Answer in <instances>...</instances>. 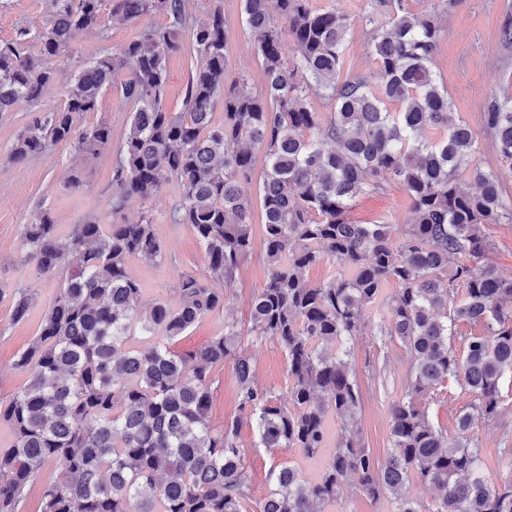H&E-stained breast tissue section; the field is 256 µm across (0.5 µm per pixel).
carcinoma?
Listing matches in <instances>:
<instances>
[{
    "label": "carcinoma",
    "mask_w": 512,
    "mask_h": 512,
    "mask_svg": "<svg viewBox=\"0 0 512 512\" xmlns=\"http://www.w3.org/2000/svg\"><path fill=\"white\" fill-rule=\"evenodd\" d=\"M264 85L224 78L228 33L222 0L198 21L190 0H51L36 31L0 43V113L36 104L54 81V62L88 31L161 14L164 26L83 62L64 103L33 113L11 145L20 163L59 144L96 155L112 143L102 120L78 119L116 92L129 125L112 176V214L147 201L174 182L173 220L204 250L208 276H179L173 300L148 301L127 272L139 257L161 263L165 249L153 219L100 224L85 220L63 235L40 205L23 225L24 260L59 279L39 332L14 360L27 384L0 403L12 431L0 453V512H16L46 464L40 512H322L346 485L372 500L390 494L394 512H422L401 494L410 477L433 492L427 512H512V483L490 488L485 458L471 435L475 420L504 411L501 380L512 371V273L489 256L492 226L512 223V195L494 171L470 170L476 189L458 179L480 144L456 118L448 89L433 70L442 29L411 0H372L388 22L370 32L378 81L339 80L353 17L313 0H239ZM39 52L25 50L30 39ZM190 76L181 112L166 109L170 60ZM325 100L320 110L312 92ZM221 122L213 121L217 106ZM488 147L512 161V94L491 95L481 112ZM267 158L260 196L266 283L250 302L248 335L271 339L288 361V405L256 382L242 329L192 351L173 341L224 310L227 289L253 254L254 152ZM406 192L408 224H355L361 195ZM332 261L341 270L304 282L306 268ZM395 285L392 295L384 288ZM463 288L457 294L456 288ZM13 319L35 302L13 292ZM386 308L390 340L404 348L410 380L389 406L385 461L362 441L356 414L363 392L343 342L361 336L368 308ZM473 331L457 334L460 322ZM150 336L132 344L135 331ZM460 336L462 356L452 343ZM335 344L329 353L324 346ZM232 365L239 410L250 416L257 448L297 449L323 458L312 481L287 460L269 472L256 500L247 476L241 420L212 423L214 374ZM456 381L475 413L458 419L450 443L421 399ZM341 424L330 439L327 416Z\"/></svg>",
    "instance_id": "1"
}]
</instances>
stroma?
Listing matches in <instances>:
<instances>
[{
	"label": "stroma",
	"instance_id": "1",
	"mask_svg": "<svg viewBox=\"0 0 512 512\" xmlns=\"http://www.w3.org/2000/svg\"><path fill=\"white\" fill-rule=\"evenodd\" d=\"M338 2L354 19L347 40L345 71L376 74L377 65L363 20L370 0ZM413 8L438 20L442 38L434 58V70L447 87L459 118L466 120L473 130H480L481 104L492 93L512 92V45L504 44L499 36L504 23H512V0H462L454 8L447 6L445 0H415ZM49 11V0H0V41L11 39L18 28L32 29L42 25ZM224 18L229 34L228 78L243 75L254 88H261L262 71L253 53L251 39L243 28L238 0H224ZM164 23V16L156 14L131 25L115 23L83 34L72 52L56 61V79L39 105L21 102L13 111L0 114V402H8L26 385V374L16 371L13 361L36 336L44 311L59 290L57 278L37 275L33 266L23 260L22 229L37 205L51 207L57 224L65 231L87 218L98 219L103 224L136 221L145 214L153 218L155 233L166 250L165 261L154 264L134 258L128 262V272L141 284L145 299H171L172 288L181 274L189 272L203 276L207 273L204 252L194 235L186 225L175 223L172 218L171 210L178 196L175 186H167L152 200L128 202L120 214L112 213V171L128 120L112 92L101 95L97 111L86 113L78 120L83 129L102 120L111 124L112 144L98 155H78L60 145L20 164L6 160L12 142L35 108L56 107L64 102L72 75L84 59L98 55L102 49L120 46L145 29ZM74 167L80 168L84 176V186L76 192L65 185L69 171ZM349 218L357 224L379 219L393 224L407 223L410 210L402 186L391 181L384 193L360 197ZM266 277L267 267L260 253H253L239 271L223 311L208 316L185 336L179 337L175 342L176 349L188 351L202 347L223 331L226 322L247 325L251 297ZM19 286L32 288L36 301L26 319L17 322L13 319L11 291ZM383 317V310L373 309L363 335L347 343L359 378H366L375 366L380 365L388 380V397L366 401L357 415L366 447L380 456L387 455L390 448L389 403L401 396L409 376V362L401 348H394L390 361L385 362L374 344L373 334ZM244 344L255 363L258 384L271 389L280 403H287L290 379L282 349L271 340L261 341L249 336L245 337ZM469 401V396L463 395L458 385L439 388L427 402L431 423L448 436H455L457 418ZM473 433L487 457L484 476L489 485L498 488L512 480V465L497 461V450L502 446V428L481 418ZM241 440L250 448L247 475L254 498L266 496L270 489L269 471L280 460L298 465L311 478L320 472L321 459L305 458L296 450L280 452L255 447L250 422H243Z\"/></svg>",
	"mask_w": 512,
	"mask_h": 512
}]
</instances>
